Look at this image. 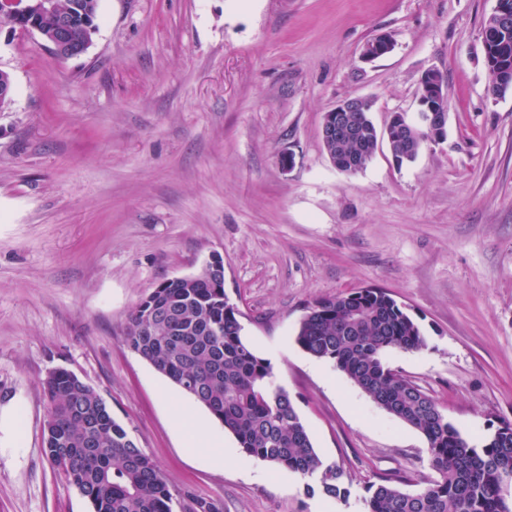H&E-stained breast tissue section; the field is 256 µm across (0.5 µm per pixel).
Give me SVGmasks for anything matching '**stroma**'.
I'll use <instances>...</instances> for the list:
<instances>
[{"label":"stroma","mask_w":512,"mask_h":512,"mask_svg":"<svg viewBox=\"0 0 512 512\" xmlns=\"http://www.w3.org/2000/svg\"><path fill=\"white\" fill-rule=\"evenodd\" d=\"M495 0H99L88 52L59 60L0 21V408L20 436L0 447V512H91L43 451V381L64 368L166 474L220 512H364L370 485L419 491L427 441L332 363L295 342L307 306L387 290L424 348L387 364L482 444L512 423V92H489L481 30ZM393 51L364 62V45ZM448 123L417 158L386 141L363 170L331 164L324 114L353 96L372 119L415 116L429 70ZM292 163L282 167L281 156ZM224 261L242 336L267 359L324 463L351 495L258 461L245 474L188 452L181 404L238 443L125 344L128 318L161 281Z\"/></svg>","instance_id":"1"}]
</instances>
